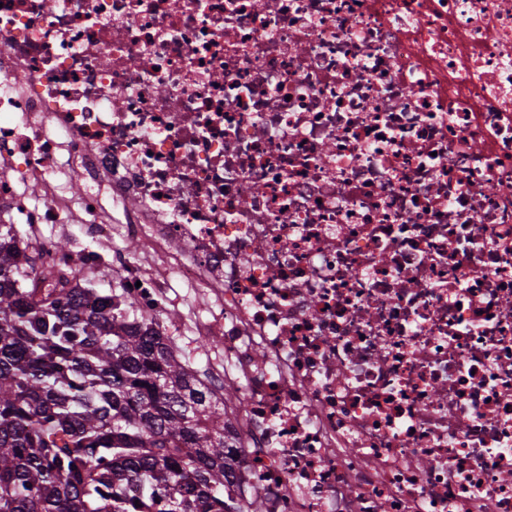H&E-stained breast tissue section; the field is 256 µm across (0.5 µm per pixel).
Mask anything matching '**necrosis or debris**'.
<instances>
[{"label": "necrosis or debris", "mask_w": 512, "mask_h": 512, "mask_svg": "<svg viewBox=\"0 0 512 512\" xmlns=\"http://www.w3.org/2000/svg\"><path fill=\"white\" fill-rule=\"evenodd\" d=\"M75 179L263 512H512V0H0V214Z\"/></svg>", "instance_id": "necrosis-or-debris-1"}]
</instances>
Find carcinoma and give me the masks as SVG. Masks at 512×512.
Instances as JSON below:
<instances>
[{"label": "carcinoma", "instance_id": "cac0c4a2", "mask_svg": "<svg viewBox=\"0 0 512 512\" xmlns=\"http://www.w3.org/2000/svg\"><path fill=\"white\" fill-rule=\"evenodd\" d=\"M0 224V512H262L217 395L126 293L56 275Z\"/></svg>", "mask_w": 512, "mask_h": 512}]
</instances>
